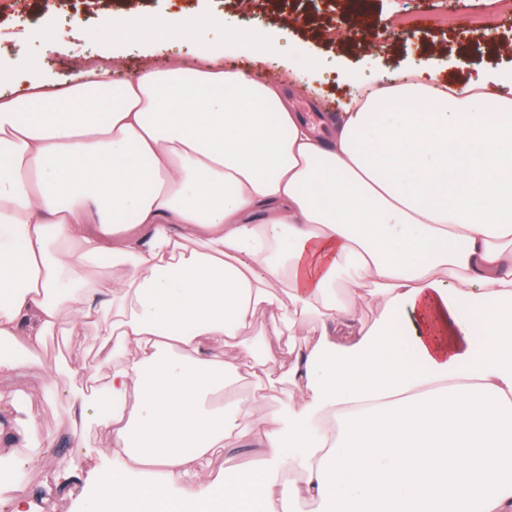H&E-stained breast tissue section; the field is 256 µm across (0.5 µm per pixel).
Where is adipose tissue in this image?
<instances>
[{
    "instance_id": "obj_1",
    "label": "adipose tissue",
    "mask_w": 512,
    "mask_h": 512,
    "mask_svg": "<svg viewBox=\"0 0 512 512\" xmlns=\"http://www.w3.org/2000/svg\"><path fill=\"white\" fill-rule=\"evenodd\" d=\"M114 68L62 93L0 68V377L87 323L112 460L66 459L86 512H512V76L413 72L316 126L217 46ZM280 367L278 422L214 406ZM246 446L257 469L210 479Z\"/></svg>"
}]
</instances>
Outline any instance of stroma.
<instances>
[{
    "label": "stroma",
    "mask_w": 512,
    "mask_h": 512,
    "mask_svg": "<svg viewBox=\"0 0 512 512\" xmlns=\"http://www.w3.org/2000/svg\"><path fill=\"white\" fill-rule=\"evenodd\" d=\"M492 0H369L365 23L372 29H387L392 37L377 44L357 31L348 13V0H250V17L259 19L264 31H283L280 50L290 63L311 77L308 87L294 98L297 111L307 116L332 112L346 99L374 82L375 76L395 78L424 65H431L439 78L462 81L479 69L491 66L512 73V55L497 53L499 44L512 45V13H498L488 35L469 33V20L487 12ZM187 10L199 17L234 16L238 0H0V65L15 66L23 54L40 55L42 68L54 87L70 84L71 55L93 54L107 44L96 31L103 13L131 17L158 16ZM53 29L64 40L55 52L41 55V33ZM125 58L116 76L134 77L145 67L166 66L182 53L197 52L190 41H159L150 50L140 44L123 46ZM67 360L79 369L95 365V350L85 328L68 336L48 337L39 363L24 367L17 375L0 378V390L16 393L21 404L37 415L43 431L63 437L62 447L43 448L34 467H23L28 494L39 498L42 512H81L91 493L85 480H65L60 460L65 450L91 452L104 447L101 429L89 427L83 436L67 432L64 412L67 394L56 403L42 401L39 394L50 367ZM291 389L281 371L255 378L244 376L227 386L219 403L250 400L261 415L282 413Z\"/></svg>",
    "instance_id": "obj_1"
}]
</instances>
